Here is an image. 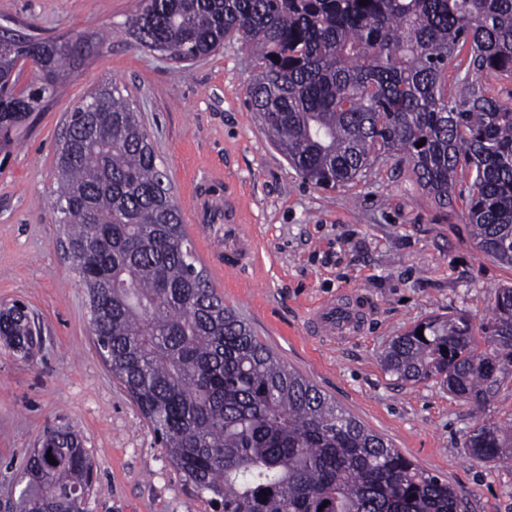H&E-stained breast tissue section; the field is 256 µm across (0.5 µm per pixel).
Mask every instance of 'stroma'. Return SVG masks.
Instances as JSON below:
<instances>
[{
    "label": "stroma",
    "mask_w": 512,
    "mask_h": 512,
    "mask_svg": "<svg viewBox=\"0 0 512 512\" xmlns=\"http://www.w3.org/2000/svg\"><path fill=\"white\" fill-rule=\"evenodd\" d=\"M142 0H0V25L44 37L82 36L85 53L62 73V96L42 104L0 150V305L20 302L43 343L23 360L0 346V501L18 493L27 452L50 427L80 435L96 471L85 512H214L156 443L142 413L100 358L87 297L60 246L56 157L69 112L113 81L137 106L181 207L208 170L224 173L252 228L255 256L221 270L213 231L185 232L213 286L287 366L382 434L422 469L447 479L461 512H512V462L468 457L470 407L429 380L387 373L388 341L432 315L489 314L512 268L480 254L469 236L467 190L438 206L407 168L380 159L357 183L318 188L291 168L246 103L255 72L237 40L186 69L125 33ZM327 300L366 312L351 338L313 333Z\"/></svg>",
    "instance_id": "1"
}]
</instances>
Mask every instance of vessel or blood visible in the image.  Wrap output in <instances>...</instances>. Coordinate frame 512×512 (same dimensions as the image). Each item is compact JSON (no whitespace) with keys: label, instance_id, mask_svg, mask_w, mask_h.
<instances>
[{"label":"vessel or blood","instance_id":"1","mask_svg":"<svg viewBox=\"0 0 512 512\" xmlns=\"http://www.w3.org/2000/svg\"><path fill=\"white\" fill-rule=\"evenodd\" d=\"M222 182L221 175L213 174L207 181L195 183L188 221L192 224L223 223L224 241L219 258L226 269L237 270L252 252L253 235L241 222L238 204L219 195ZM359 320L357 308L330 301L312 313L309 324L319 335L342 339L354 333Z\"/></svg>","mask_w":512,"mask_h":512}]
</instances>
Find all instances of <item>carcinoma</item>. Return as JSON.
<instances>
[{"mask_svg": "<svg viewBox=\"0 0 512 512\" xmlns=\"http://www.w3.org/2000/svg\"><path fill=\"white\" fill-rule=\"evenodd\" d=\"M126 33L183 67L227 39L250 48L259 71L249 107L318 187L355 183L387 156L444 206L463 174L473 246L512 267V108L478 82L512 78V0H144ZM78 53L75 40L23 28L0 37V146L59 93V72ZM27 62L42 73L29 91L15 74ZM56 172L99 355L187 484L219 512H459L447 480L288 368L224 305L117 84L69 113ZM35 332L24 305L0 309V339L24 358ZM381 362L402 382L435 380L483 412L512 380V285L496 291L479 327L462 313L431 316L395 337ZM52 443L27 455L11 512H74L90 489L77 433L54 428ZM465 452L511 462L512 422L478 419Z\"/></svg>", "mask_w": 512, "mask_h": 512, "instance_id": "cac0c4a2", "label": "carcinoma"}]
</instances>
